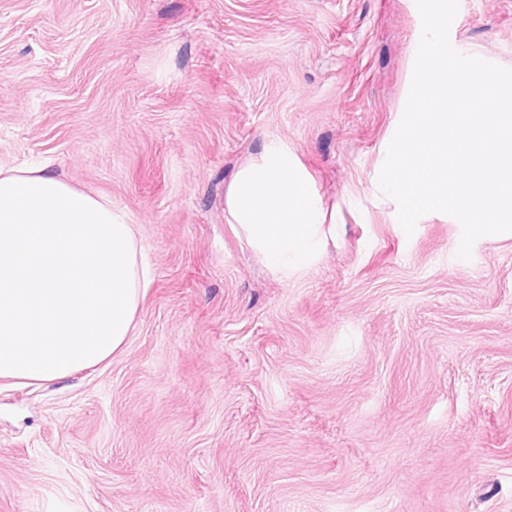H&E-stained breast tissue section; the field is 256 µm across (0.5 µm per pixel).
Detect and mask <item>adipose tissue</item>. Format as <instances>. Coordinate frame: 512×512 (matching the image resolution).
I'll use <instances>...</instances> for the list:
<instances>
[{
    "instance_id": "ef3b65f1",
    "label": "adipose tissue",
    "mask_w": 512,
    "mask_h": 512,
    "mask_svg": "<svg viewBox=\"0 0 512 512\" xmlns=\"http://www.w3.org/2000/svg\"><path fill=\"white\" fill-rule=\"evenodd\" d=\"M224 217L273 274L304 270L335 238L322 198L284 148L255 155ZM151 283L125 210L46 169L0 168V378L54 381L118 351Z\"/></svg>"
}]
</instances>
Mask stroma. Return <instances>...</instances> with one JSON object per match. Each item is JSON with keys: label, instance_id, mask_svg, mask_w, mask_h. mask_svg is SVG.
Here are the masks:
<instances>
[{"label": "stroma", "instance_id": "stroma-1", "mask_svg": "<svg viewBox=\"0 0 512 512\" xmlns=\"http://www.w3.org/2000/svg\"><path fill=\"white\" fill-rule=\"evenodd\" d=\"M415 0H0V167L123 208L152 282L124 345L0 380V512H512V237L456 256L374 180L407 101ZM457 51L512 69V0H459ZM285 146L336 240L272 275L224 217Z\"/></svg>", "mask_w": 512, "mask_h": 512}]
</instances>
